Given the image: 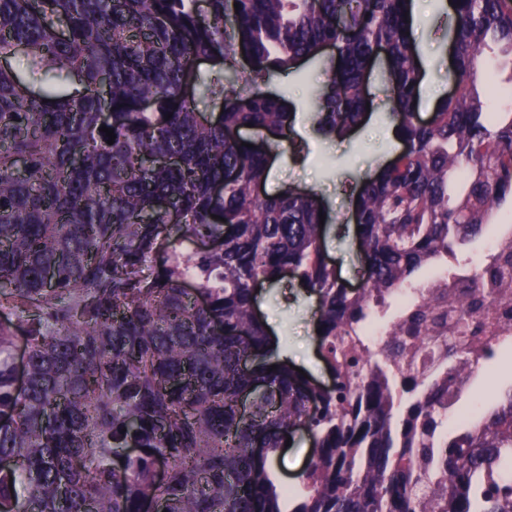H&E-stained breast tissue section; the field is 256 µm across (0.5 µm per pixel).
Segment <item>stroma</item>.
I'll list each match as a JSON object with an SVG mask.
<instances>
[{
	"label": "stroma",
	"instance_id": "35a3bbf8",
	"mask_svg": "<svg viewBox=\"0 0 512 512\" xmlns=\"http://www.w3.org/2000/svg\"><path fill=\"white\" fill-rule=\"evenodd\" d=\"M414 17L416 43L425 72L419 108L427 117L450 89L449 47L445 37L448 16L439 0H420ZM323 79L321 65L307 64L296 73L271 81L270 91L284 94L294 106L293 138L300 143L301 151L296 154L290 146L282 147L272 163L266 190L274 194L290 187L316 192L322 198L331 216L324 236L328 259L341 281L358 287L365 277L350 199L361 177L390 161L402 145L391 135L394 119L381 92L377 93L370 112L348 134L318 135L311 124V100L314 86ZM257 307L263 320L270 322L273 333L281 336L290 363L313 379L329 383L330 375L316 336L314 298L296 282L285 279L273 286L262 285ZM503 373L512 376V352L495 356L482 365L463 395L464 402L490 407L494 393L490 379ZM311 455L310 435L296 431L288 448L274 463L283 485L299 487L300 475Z\"/></svg>",
	"mask_w": 512,
	"mask_h": 512
}]
</instances>
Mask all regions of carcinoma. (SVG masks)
<instances>
[{
    "label": "carcinoma",
    "instance_id": "carcinoma-1",
    "mask_svg": "<svg viewBox=\"0 0 512 512\" xmlns=\"http://www.w3.org/2000/svg\"><path fill=\"white\" fill-rule=\"evenodd\" d=\"M454 2L455 91L424 121L412 0H0V307L18 317L0 324V512H512V388L474 424L444 419L512 351L484 335L493 294L386 305L512 203V109L477 89L488 50L512 84V4ZM326 46L316 131L361 121L383 48L404 146L351 200L358 292L327 260L318 194L264 192L281 142L228 136L291 130L265 85ZM511 263L491 257L472 287ZM286 276L318 298L330 388L279 360L255 312V282ZM379 305L388 334L369 346ZM301 422L317 456L290 493L267 462Z\"/></svg>",
    "mask_w": 512,
    "mask_h": 512
}]
</instances>
